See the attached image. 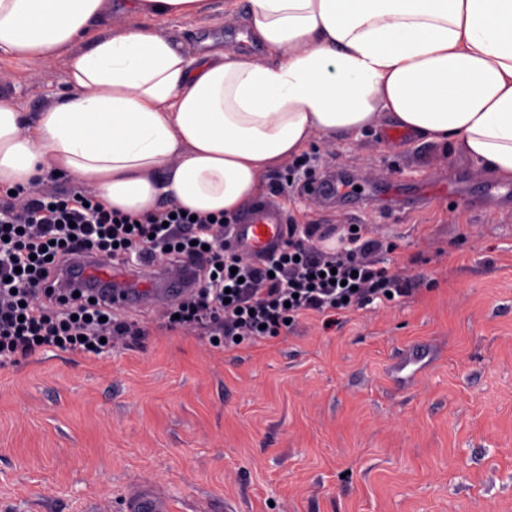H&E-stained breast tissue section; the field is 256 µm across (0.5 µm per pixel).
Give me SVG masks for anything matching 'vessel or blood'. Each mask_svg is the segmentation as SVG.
Segmentation results:
<instances>
[{
	"mask_svg": "<svg viewBox=\"0 0 512 512\" xmlns=\"http://www.w3.org/2000/svg\"><path fill=\"white\" fill-rule=\"evenodd\" d=\"M235 243L250 255L269 252L281 245L284 239V227L277 211L261 206L249 213L234 226ZM78 266L83 277L91 278L105 285L104 299L107 304L126 308L144 303L159 301L172 303L181 298L189 284V276L184 268H177L174 286L165 293H157L154 284L156 272L152 261H145L136 272L137 285L133 288L109 290L108 284L113 279L110 266L99 263L91 256L79 259Z\"/></svg>",
	"mask_w": 512,
	"mask_h": 512,
	"instance_id": "b4317fda",
	"label": "vessel or blood"
}]
</instances>
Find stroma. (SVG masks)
<instances>
[{
    "instance_id": "35a3bbf8",
    "label": "stroma",
    "mask_w": 512,
    "mask_h": 512,
    "mask_svg": "<svg viewBox=\"0 0 512 512\" xmlns=\"http://www.w3.org/2000/svg\"><path fill=\"white\" fill-rule=\"evenodd\" d=\"M224 2L169 19L117 7L105 29L244 49V9ZM67 90L64 58L0 59V99L28 116ZM300 158L359 197L324 201L301 178L271 193L284 163L261 202L334 239L363 225L415 297L233 351L137 306L143 336L110 352L0 366V512H127L134 491L173 512H512V191L486 196L459 154L389 127L314 137Z\"/></svg>"
}]
</instances>
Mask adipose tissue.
I'll return each instance as SVG.
<instances>
[{
	"mask_svg": "<svg viewBox=\"0 0 512 512\" xmlns=\"http://www.w3.org/2000/svg\"><path fill=\"white\" fill-rule=\"evenodd\" d=\"M264 58L98 30L112 0H0V57L67 54L35 117L0 100V186L59 172L114 209L235 215L314 136L388 122L512 182V0H249Z\"/></svg>",
	"mask_w": 512,
	"mask_h": 512,
	"instance_id": "1",
	"label": "adipose tissue"
}]
</instances>
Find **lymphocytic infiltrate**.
<instances>
[{"label":"lymphocytic infiltrate","instance_id":"lymphocytic-infiltrate-1","mask_svg":"<svg viewBox=\"0 0 512 512\" xmlns=\"http://www.w3.org/2000/svg\"><path fill=\"white\" fill-rule=\"evenodd\" d=\"M224 224V216H182L171 206L122 213L88 190L1 189L0 364L42 347L99 355L112 335H142L95 285L75 283L84 254L124 267L150 257L188 268L193 291L168 325L198 328L225 350L263 344L302 317L332 323L416 293L375 260L381 244L363 230L348 231L328 253L314 243L313 225H292L282 247L257 263L225 245Z\"/></svg>","mask_w":512,"mask_h":512}]
</instances>
